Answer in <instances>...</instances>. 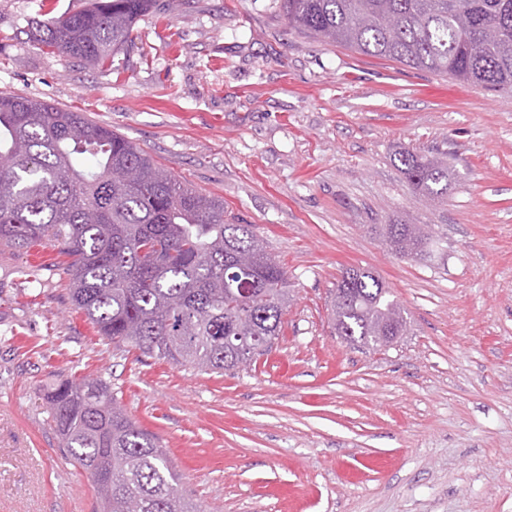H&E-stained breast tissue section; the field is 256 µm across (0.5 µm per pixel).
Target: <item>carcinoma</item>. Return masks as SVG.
<instances>
[{
  "label": "carcinoma",
  "mask_w": 512,
  "mask_h": 512,
  "mask_svg": "<svg viewBox=\"0 0 512 512\" xmlns=\"http://www.w3.org/2000/svg\"><path fill=\"white\" fill-rule=\"evenodd\" d=\"M155 0H88L31 23L30 39L81 65H103L133 43ZM288 28L358 54L400 63L491 93L512 92V0H281ZM420 199H448L438 155L399 153ZM401 258L441 247L416 224H373ZM249 224L224 218L200 193L132 142L79 112L0 95V246L43 244L66 256L41 270L69 282L71 304L106 344L201 371L238 368L268 350L290 302L288 273L256 250ZM334 334L378 348L407 317L369 269L345 271L331 292ZM66 458L90 472L94 512H210L179 488L152 433L137 426L104 379L61 380L45 391Z\"/></svg>",
  "instance_id": "cac0c4a2"
}]
</instances>
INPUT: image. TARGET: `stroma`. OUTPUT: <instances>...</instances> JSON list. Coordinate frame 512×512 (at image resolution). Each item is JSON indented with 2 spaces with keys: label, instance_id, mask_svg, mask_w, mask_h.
Returning <instances> with one entry per match:
<instances>
[{
  "label": "stroma",
  "instance_id": "stroma-1",
  "mask_svg": "<svg viewBox=\"0 0 512 512\" xmlns=\"http://www.w3.org/2000/svg\"><path fill=\"white\" fill-rule=\"evenodd\" d=\"M87 0H0V93L112 126L252 225L292 288L280 336L234 371L116 352L0 247V512H83L43 393L102 378L212 512H512V94L290 31L280 0H155L114 66L28 39ZM443 153L421 202L404 149ZM424 224L446 256H395L370 227ZM374 271L407 316L387 350L336 336L343 269ZM398 161L405 179L421 200L439 204L448 199L452 174L447 159L404 150L399 153Z\"/></svg>",
  "mask_w": 512,
  "mask_h": 512
}]
</instances>
